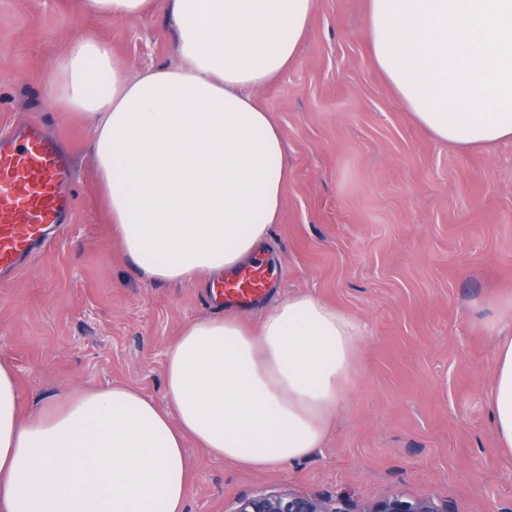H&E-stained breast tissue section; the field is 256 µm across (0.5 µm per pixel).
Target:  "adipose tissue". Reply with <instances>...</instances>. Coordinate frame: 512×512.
I'll return each instance as SVG.
<instances>
[{
	"mask_svg": "<svg viewBox=\"0 0 512 512\" xmlns=\"http://www.w3.org/2000/svg\"><path fill=\"white\" fill-rule=\"evenodd\" d=\"M365 43L387 88L437 141L512 142V0H365ZM103 16L163 6L172 65L128 78L111 48L77 38L52 67L58 111L94 119L112 235L152 279L204 283L252 259L280 219L288 144L256 96L296 62L317 0H79ZM363 324L297 294L258 325L228 312L184 325L164 400L132 386L24 407L0 361V512H184L194 441L263 470L323 447ZM512 450V336L488 401Z\"/></svg>",
	"mask_w": 512,
	"mask_h": 512,
	"instance_id": "1",
	"label": "adipose tissue"
}]
</instances>
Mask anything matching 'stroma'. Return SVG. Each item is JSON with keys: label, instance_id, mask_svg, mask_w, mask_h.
<instances>
[{"label": "stroma", "instance_id": "35a3bbf8", "mask_svg": "<svg viewBox=\"0 0 512 512\" xmlns=\"http://www.w3.org/2000/svg\"><path fill=\"white\" fill-rule=\"evenodd\" d=\"M365 0H318L297 63L258 90L288 144L280 221L261 255L267 303L314 295L367 326L324 448L255 471L187 443L185 512H233L285 488L351 512L385 495L444 512H512V452L487 403L512 336V143L462 151L413 124L365 48ZM111 46L129 75L169 65L163 11L102 17L77 0H0V132L39 119L69 150L70 227L0 282V361L26 401L126 384L164 395L188 322L222 312L210 287L149 279L112 242L93 122L56 111L50 70L74 40Z\"/></svg>", "mask_w": 512, "mask_h": 512}]
</instances>
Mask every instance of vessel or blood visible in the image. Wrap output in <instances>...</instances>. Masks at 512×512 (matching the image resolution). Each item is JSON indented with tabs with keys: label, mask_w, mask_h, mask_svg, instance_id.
<instances>
[{
	"label": "vessel or blood",
	"mask_w": 512,
	"mask_h": 512,
	"mask_svg": "<svg viewBox=\"0 0 512 512\" xmlns=\"http://www.w3.org/2000/svg\"><path fill=\"white\" fill-rule=\"evenodd\" d=\"M71 179L67 158L38 121L0 135V274L50 246L68 224ZM272 277L267 260L258 257L224 279L216 293L227 304L247 308L265 295Z\"/></svg>",
	"instance_id": "obj_1"
}]
</instances>
